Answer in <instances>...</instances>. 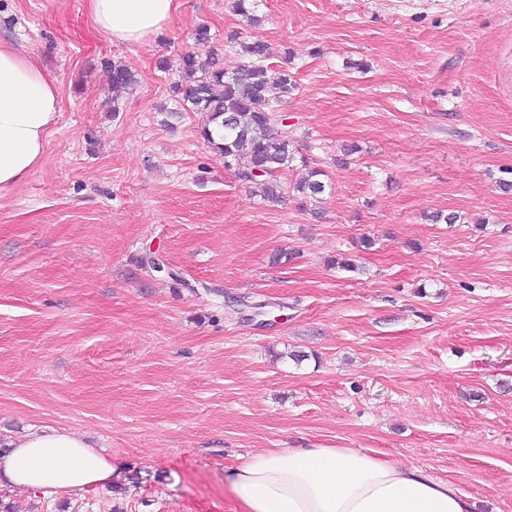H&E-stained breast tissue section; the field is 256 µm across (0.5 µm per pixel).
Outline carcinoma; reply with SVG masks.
<instances>
[{"instance_id":"obj_1","label":"carcinoma","mask_w":512,"mask_h":512,"mask_svg":"<svg viewBox=\"0 0 512 512\" xmlns=\"http://www.w3.org/2000/svg\"><path fill=\"white\" fill-rule=\"evenodd\" d=\"M236 45L243 61L231 72L215 57L204 70L197 67L191 54L179 59V80L172 86L179 108L170 115L183 110L205 113L203 139L224 154L227 166L235 169L239 179L262 180L264 197L278 201L283 194L280 174L294 161L281 104L295 90L296 80L290 70L265 64L269 51L264 41H238ZM136 83L128 67L112 65L114 92ZM326 177L324 170L310 169L292 183L291 191L318 202L328 187Z\"/></svg>"}]
</instances>
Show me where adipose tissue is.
Here are the masks:
<instances>
[{
	"label": "adipose tissue",
	"mask_w": 512,
	"mask_h": 512,
	"mask_svg": "<svg viewBox=\"0 0 512 512\" xmlns=\"http://www.w3.org/2000/svg\"><path fill=\"white\" fill-rule=\"evenodd\" d=\"M110 41L139 44L163 32L178 0H86ZM60 105L58 82L27 53L0 40V195L41 164ZM110 457L80 435L46 428L0 440V487L80 493L111 484ZM227 486L243 512H473L454 484L414 466L352 448H289L250 454Z\"/></svg>",
	"instance_id": "adipose-tissue-1"
}]
</instances>
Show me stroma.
Returning <instances> with one entry per match:
<instances>
[{
	"mask_svg": "<svg viewBox=\"0 0 512 512\" xmlns=\"http://www.w3.org/2000/svg\"><path fill=\"white\" fill-rule=\"evenodd\" d=\"M232 5L179 0L126 45L86 0H0V40L61 99L41 165L0 198V435L78 433L119 472L0 502L240 512V457L354 448L512 512V0H257L255 28ZM233 34L297 81L281 180L326 171L322 218L226 168L204 113L164 123L179 56L235 69ZM115 62L137 76L118 97Z\"/></svg>",
	"mask_w": 512,
	"mask_h": 512,
	"instance_id": "35a3bbf8",
	"label": "stroma"
}]
</instances>
